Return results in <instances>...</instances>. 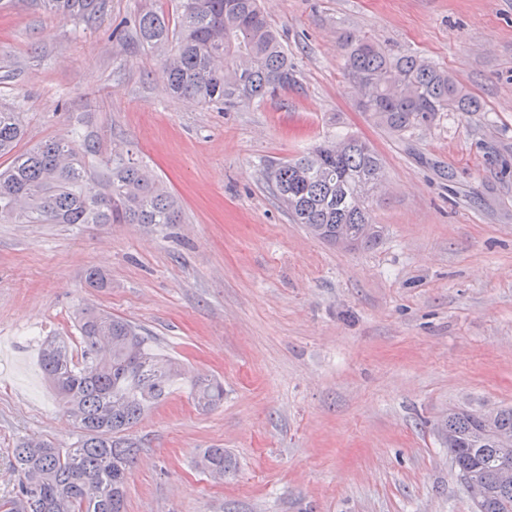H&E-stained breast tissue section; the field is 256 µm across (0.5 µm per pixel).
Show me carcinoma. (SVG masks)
<instances>
[{
    "label": "carcinoma",
    "instance_id": "1",
    "mask_svg": "<svg viewBox=\"0 0 512 512\" xmlns=\"http://www.w3.org/2000/svg\"><path fill=\"white\" fill-rule=\"evenodd\" d=\"M50 18L92 24L107 0H33ZM177 24L152 10L135 16L142 43L165 50L170 90L176 97L227 106L258 103L296 85L288 50L263 16L259 0H178ZM346 75L359 107L389 130L404 133L441 112H477L479 103L448 71L417 54L392 57L364 38L342 39ZM24 136L20 112L0 107V223L179 224V208L152 170L130 149L112 154L105 170L91 172L97 141L70 137L17 151ZM383 177L379 154L353 133L326 138L267 171V179L294 223L320 241L337 237L356 245L376 241L372 203ZM80 357L55 340L45 342L41 366L80 432L63 451L42 438L13 448L18 481L0 512H126V484L139 443L133 430L166 395L182 364L147 348L137 326L98 309L77 315ZM203 408L224 400L214 378L191 380ZM438 433L457 479L477 512H512V484L499 481L506 464L497 439L512 434V405L492 413L469 404L448 408ZM204 469L222 476L231 460L209 448Z\"/></svg>",
    "mask_w": 512,
    "mask_h": 512
}]
</instances>
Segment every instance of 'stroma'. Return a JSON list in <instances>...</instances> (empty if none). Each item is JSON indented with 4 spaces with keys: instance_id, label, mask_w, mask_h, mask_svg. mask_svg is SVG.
Masks as SVG:
<instances>
[{
    "instance_id": "obj_1",
    "label": "stroma",
    "mask_w": 512,
    "mask_h": 512,
    "mask_svg": "<svg viewBox=\"0 0 512 512\" xmlns=\"http://www.w3.org/2000/svg\"><path fill=\"white\" fill-rule=\"evenodd\" d=\"M175 5L108 0L90 27L0 9L22 149L123 143L181 210L168 226L0 223V498L19 438L77 441L39 355L77 343L95 308L224 384L204 410L175 379L143 416L127 512H474L436 427L457 402L512 405V0H262L298 85L229 109L173 97L162 51L112 40L115 20ZM349 32L429 58L480 111L387 130L349 88ZM346 131L384 162L380 237L358 249L293 223L265 177ZM92 266L111 287L86 288ZM209 448L234 470H203Z\"/></svg>"
}]
</instances>
